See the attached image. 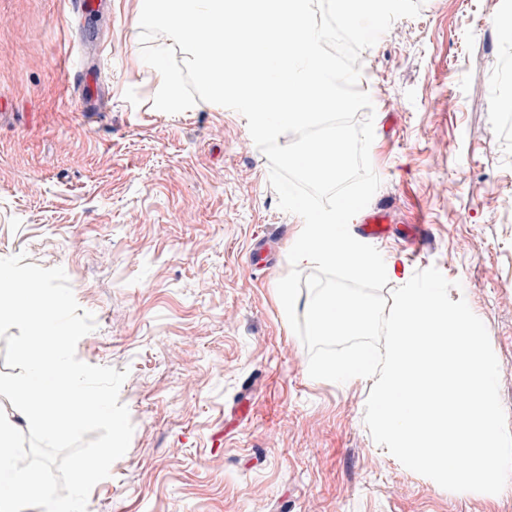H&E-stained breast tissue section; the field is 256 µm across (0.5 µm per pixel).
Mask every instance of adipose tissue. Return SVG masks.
Wrapping results in <instances>:
<instances>
[{
	"instance_id": "obj_1",
	"label": "adipose tissue",
	"mask_w": 512,
	"mask_h": 512,
	"mask_svg": "<svg viewBox=\"0 0 512 512\" xmlns=\"http://www.w3.org/2000/svg\"><path fill=\"white\" fill-rule=\"evenodd\" d=\"M290 257L297 265L342 262L360 277H371L382 272L392 275L396 272L394 264L380 266L365 260L354 241L337 239L335 219L331 216L302 226L290 247Z\"/></svg>"
}]
</instances>
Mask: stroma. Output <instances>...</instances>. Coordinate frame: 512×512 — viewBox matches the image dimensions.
<instances>
[{
	"instance_id": "1",
	"label": "stroma",
	"mask_w": 512,
	"mask_h": 512,
	"mask_svg": "<svg viewBox=\"0 0 512 512\" xmlns=\"http://www.w3.org/2000/svg\"><path fill=\"white\" fill-rule=\"evenodd\" d=\"M0 0V258L63 268L96 327L77 357L126 372L134 433L87 512H512L406 469L365 425L371 382L308 374L276 300L303 224L282 211L247 120L153 106L138 0ZM504 0H425L360 56L374 104L372 198L384 259L436 267L466 294L499 362L512 424V38ZM98 109H81L84 50ZM455 197H448V187ZM273 235L269 266L250 267Z\"/></svg>"
}]
</instances>
